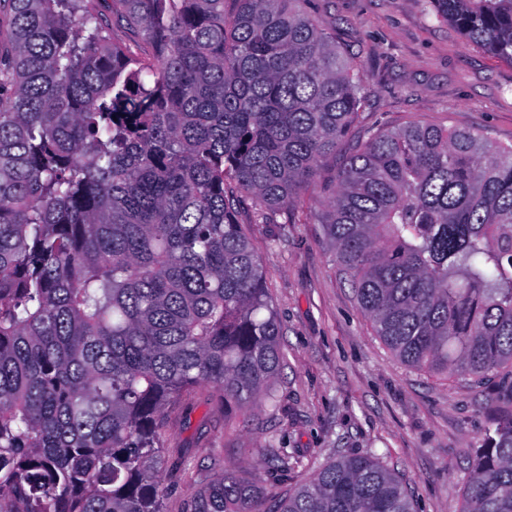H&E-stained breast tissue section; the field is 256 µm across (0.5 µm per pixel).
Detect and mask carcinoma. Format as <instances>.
<instances>
[{"label":"carcinoma","mask_w":512,"mask_h":512,"mask_svg":"<svg viewBox=\"0 0 512 512\" xmlns=\"http://www.w3.org/2000/svg\"><path fill=\"white\" fill-rule=\"evenodd\" d=\"M306 0H10L0 54V512H164L169 408L273 400L280 324L237 219L297 201L350 132L360 67ZM512 62V0H429ZM121 29L128 42H117ZM326 235L405 364L512 369V145L419 122L346 159ZM462 512H512V373ZM217 472L186 512H263ZM274 512H414L343 456Z\"/></svg>","instance_id":"obj_1"}]
</instances>
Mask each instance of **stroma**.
I'll use <instances>...</instances> for the list:
<instances>
[{"instance_id":"stroma-1","label":"stroma","mask_w":512,"mask_h":512,"mask_svg":"<svg viewBox=\"0 0 512 512\" xmlns=\"http://www.w3.org/2000/svg\"><path fill=\"white\" fill-rule=\"evenodd\" d=\"M307 9L333 22L337 47L360 64L366 101L276 223L255 222L250 201L240 206L283 329L274 402L228 413L207 388L182 400L164 427L165 512H185L222 470L261 472L270 508L355 454L394 470L415 512H462L468 453L502 401L501 379L434 375L396 358L340 278L322 221L343 160L371 135L415 121L511 145L512 63L429 15L427 0H309ZM271 448L288 452L287 475L266 466Z\"/></svg>"}]
</instances>
